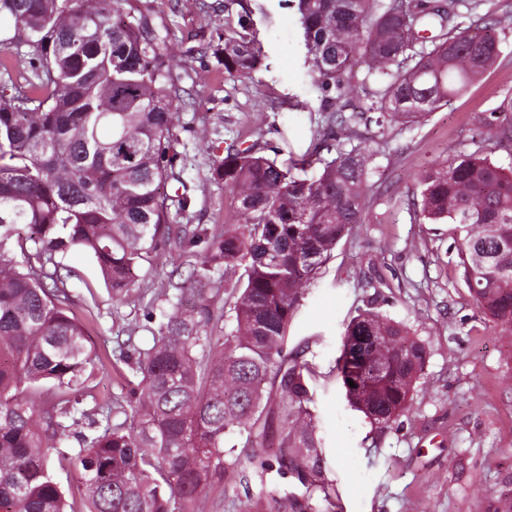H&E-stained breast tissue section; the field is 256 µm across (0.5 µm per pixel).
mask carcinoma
<instances>
[{
  "label": "carcinoma",
  "mask_w": 512,
  "mask_h": 512,
  "mask_svg": "<svg viewBox=\"0 0 512 512\" xmlns=\"http://www.w3.org/2000/svg\"><path fill=\"white\" fill-rule=\"evenodd\" d=\"M296 7L320 111L350 148L316 158L322 171L303 180L251 147L215 156L235 221L207 227L179 223L190 200L168 192L180 180L178 94L152 17L125 12L122 0H0V52L27 48L16 60L25 84L0 86V512H208L224 501L235 435L255 452L234 468L305 488L285 502L278 488L265 491L276 512H315L314 493L329 497L310 368L288 349V328L303 288L367 217L373 145L355 125L376 113L383 136L466 91L512 34V0ZM238 25L216 49L231 77L259 63L246 20ZM489 112L490 125L512 121V93ZM472 145L424 167L419 216L448 224L469 294L512 333V168L491 160L512 145ZM76 248L118 301L143 263L174 248L196 258L147 305L149 323L154 305L168 311L149 348L128 339L113 363L126 393L106 406L87 407L100 356L88 309L68 288L77 272L58 261ZM227 307L235 328L226 335ZM377 308L372 298L348 322L334 372L350 407L383 429L408 410L426 349ZM52 452L79 477L80 505L67 501Z\"/></svg>",
  "instance_id": "cac0c4a2"
}]
</instances>
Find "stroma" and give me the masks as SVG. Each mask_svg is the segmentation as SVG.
<instances>
[{
  "mask_svg": "<svg viewBox=\"0 0 512 512\" xmlns=\"http://www.w3.org/2000/svg\"><path fill=\"white\" fill-rule=\"evenodd\" d=\"M124 7L168 30L192 223L234 221L232 191L210 179L214 156L229 146L276 148L278 161L301 176L326 124L292 0H125ZM242 16L260 63L250 77L233 78L213 51ZM509 89L512 37L481 82L424 122L387 133L383 151L367 160L382 195L304 288L288 344L300 346L316 372L311 408L331 483L329 493L314 495L317 512H512V335L494 328L469 295L447 225L419 219L416 208L417 176L429 161L445 160L475 134L512 133L485 123ZM64 263L78 272L68 283L76 298L95 301L96 350L110 353L129 339L150 344L143 310L166 285L172 261L144 264L121 304L86 252L71 251ZM374 295L427 350L409 410L382 432L348 405L331 375L348 321Z\"/></svg>",
  "mask_w": 512,
  "mask_h": 512,
  "instance_id": "1",
  "label": "stroma"
}]
</instances>
